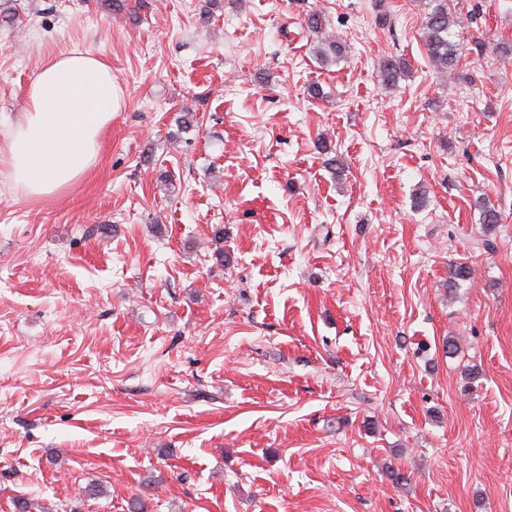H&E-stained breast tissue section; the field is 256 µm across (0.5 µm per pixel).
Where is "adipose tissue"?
Here are the masks:
<instances>
[{
	"label": "adipose tissue",
	"instance_id": "obj_1",
	"mask_svg": "<svg viewBox=\"0 0 512 512\" xmlns=\"http://www.w3.org/2000/svg\"><path fill=\"white\" fill-rule=\"evenodd\" d=\"M117 108L112 68L99 53L75 50L47 60L0 146V167L19 195L43 199L89 172Z\"/></svg>",
	"mask_w": 512,
	"mask_h": 512
}]
</instances>
